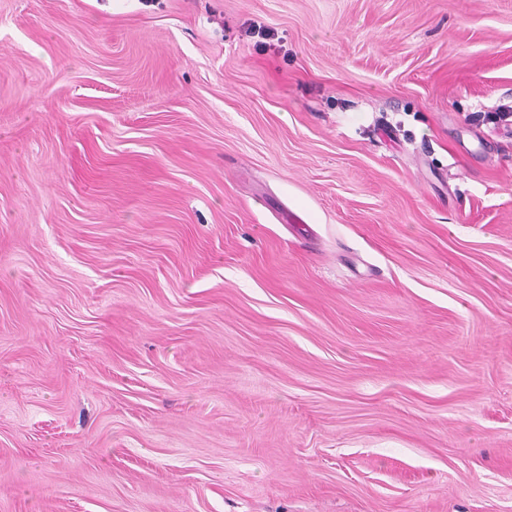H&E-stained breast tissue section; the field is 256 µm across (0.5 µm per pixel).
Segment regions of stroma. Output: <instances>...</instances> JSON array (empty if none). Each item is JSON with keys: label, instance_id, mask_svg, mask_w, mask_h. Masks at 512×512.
<instances>
[{"label": "stroma", "instance_id": "35a3bbf8", "mask_svg": "<svg viewBox=\"0 0 512 512\" xmlns=\"http://www.w3.org/2000/svg\"><path fill=\"white\" fill-rule=\"evenodd\" d=\"M512 0H0V512H512Z\"/></svg>", "mask_w": 512, "mask_h": 512}]
</instances>
